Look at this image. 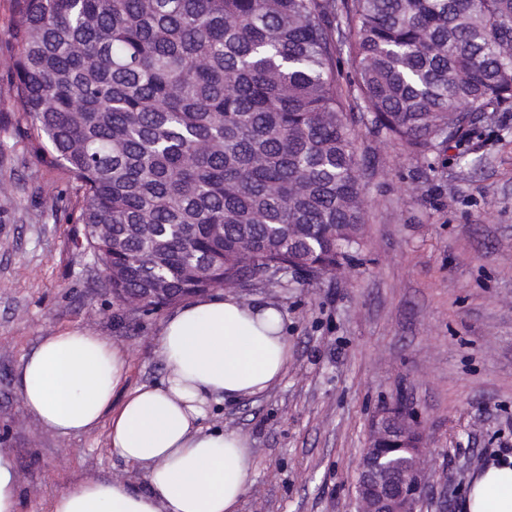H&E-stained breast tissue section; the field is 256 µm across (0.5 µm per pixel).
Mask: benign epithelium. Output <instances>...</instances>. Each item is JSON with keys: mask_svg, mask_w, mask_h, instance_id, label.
Returning a JSON list of instances; mask_svg holds the SVG:
<instances>
[{"mask_svg": "<svg viewBox=\"0 0 512 512\" xmlns=\"http://www.w3.org/2000/svg\"><path fill=\"white\" fill-rule=\"evenodd\" d=\"M405 418L410 423L408 447H393L387 439L376 448L364 449L360 460L361 486L358 487L357 512H420L426 497L424 469L421 466L426 433L412 408L400 400L375 413L372 421L391 423Z\"/></svg>", "mask_w": 512, "mask_h": 512, "instance_id": "7a95c632", "label": "benign epithelium"}]
</instances>
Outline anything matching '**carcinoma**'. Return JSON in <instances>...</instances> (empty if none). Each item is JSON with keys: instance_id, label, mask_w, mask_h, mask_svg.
<instances>
[{"instance_id": "1", "label": "carcinoma", "mask_w": 512, "mask_h": 512, "mask_svg": "<svg viewBox=\"0 0 512 512\" xmlns=\"http://www.w3.org/2000/svg\"><path fill=\"white\" fill-rule=\"evenodd\" d=\"M349 45V87L336 43ZM7 70L33 152L116 302L319 280L362 246L350 112L465 162L512 109V0H11Z\"/></svg>"}]
</instances>
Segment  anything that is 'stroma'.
<instances>
[{
	"instance_id": "obj_1",
	"label": "stroma",
	"mask_w": 512,
	"mask_h": 512,
	"mask_svg": "<svg viewBox=\"0 0 512 512\" xmlns=\"http://www.w3.org/2000/svg\"><path fill=\"white\" fill-rule=\"evenodd\" d=\"M0 83V448L14 454L21 512L85 476L141 481L113 457L106 425L63 437L14 388L42 336L82 328L123 348L127 390L160 382L169 309L128 314L75 246L67 175L46 168ZM368 222L350 262L317 281L293 276L243 293L288 314V367L264 394L213 405V430L253 453L241 512H354L373 414L402 399L428 438L423 512H460L469 481L512 456V112L495 115L469 163L414 159L355 119Z\"/></svg>"
}]
</instances>
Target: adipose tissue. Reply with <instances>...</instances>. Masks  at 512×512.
Masks as SVG:
<instances>
[{"label":"adipose tissue","instance_id":"1","mask_svg":"<svg viewBox=\"0 0 512 512\" xmlns=\"http://www.w3.org/2000/svg\"><path fill=\"white\" fill-rule=\"evenodd\" d=\"M288 315L262 299L201 295L165 321L159 355L166 374L120 404L124 352L84 329L42 337L22 361L14 386L45 429L69 436L108 425L112 455L142 483L83 478L51 500L50 512H240L253 471L246 437L203 426L212 404L268 390L288 365ZM462 512H512V463L474 476Z\"/></svg>","mask_w":512,"mask_h":512}]
</instances>
